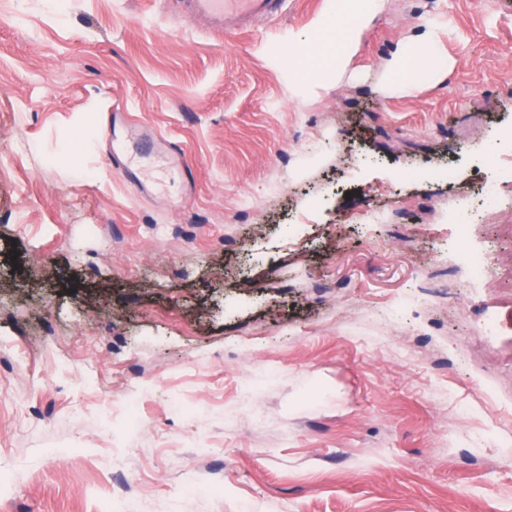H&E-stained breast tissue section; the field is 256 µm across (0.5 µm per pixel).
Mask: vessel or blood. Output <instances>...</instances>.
I'll list each match as a JSON object with an SVG mask.
<instances>
[{"mask_svg":"<svg viewBox=\"0 0 512 512\" xmlns=\"http://www.w3.org/2000/svg\"><path fill=\"white\" fill-rule=\"evenodd\" d=\"M287 0H181L179 17L185 25L205 20L215 28H252L278 17Z\"/></svg>","mask_w":512,"mask_h":512,"instance_id":"obj_1","label":"vessel or blood"}]
</instances>
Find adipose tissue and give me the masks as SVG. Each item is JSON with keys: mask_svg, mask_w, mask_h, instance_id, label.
Returning a JSON list of instances; mask_svg holds the SVG:
<instances>
[{"mask_svg": "<svg viewBox=\"0 0 512 512\" xmlns=\"http://www.w3.org/2000/svg\"><path fill=\"white\" fill-rule=\"evenodd\" d=\"M384 7L385 0H331L330 9L308 31L289 33L283 56L294 76L293 93L313 97L340 82L367 28ZM439 45L433 24L408 37L385 61L380 91L398 96L421 93V74L439 73Z\"/></svg>", "mask_w": 512, "mask_h": 512, "instance_id": "1", "label": "adipose tissue"}]
</instances>
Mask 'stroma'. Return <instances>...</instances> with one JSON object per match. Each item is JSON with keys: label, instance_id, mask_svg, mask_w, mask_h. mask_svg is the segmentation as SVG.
<instances>
[{"label": "stroma", "instance_id": "obj_1", "mask_svg": "<svg viewBox=\"0 0 512 512\" xmlns=\"http://www.w3.org/2000/svg\"><path fill=\"white\" fill-rule=\"evenodd\" d=\"M15 5L0 512H512V307L493 350L460 321L475 293L444 210L512 126V0H386L349 76L306 100L281 50L327 0L220 33L177 0H70L63 21L25 0L21 28ZM430 21L454 68L380 94ZM439 163L453 181L398 177ZM371 207L394 220L360 223ZM504 221L471 233L511 265Z\"/></svg>", "mask_w": 512, "mask_h": 512}]
</instances>
